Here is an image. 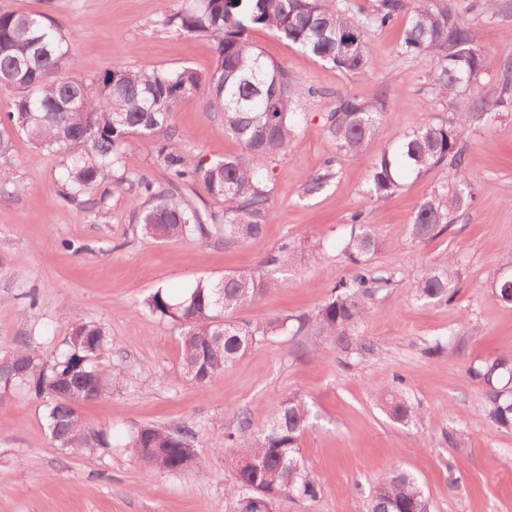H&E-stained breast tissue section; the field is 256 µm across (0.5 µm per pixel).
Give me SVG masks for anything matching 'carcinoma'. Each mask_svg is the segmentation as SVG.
I'll use <instances>...</instances> for the list:
<instances>
[{
	"mask_svg": "<svg viewBox=\"0 0 512 512\" xmlns=\"http://www.w3.org/2000/svg\"><path fill=\"white\" fill-rule=\"evenodd\" d=\"M160 4L165 26L215 43L213 70L107 69L88 83L63 73L72 44L48 16L0 9V86L18 90L7 115L8 126L37 148L64 155L61 193L66 200L79 202L91 214L103 212L105 197L97 196L96 190L110 175L114 193L137 187L143 191L145 200L134 223L154 240L222 239L233 246L262 234L273 206L271 180L264 170L272 159L288 154L303 120L299 100L313 89L269 63L250 42L249 32L267 29L342 72L364 74L370 69L366 29L383 28L403 13L407 24L400 52L431 58L430 83L437 95L455 101V120L448 125H419L389 143L372 170L368 194L387 200L400 190L405 176L448 167L449 182L435 187L412 216L410 235L418 243L448 231L451 212L474 201L476 193L462 167L461 141L474 127L492 119V113L479 111V106L465 101V95L481 87L487 60L461 20L455 0H377L363 25L332 0H180L174 12L167 10V0ZM202 89L210 97L208 111L218 115L224 133L235 138L240 151L192 164L172 123L173 109L182 98ZM323 120L336 153L354 159L370 146L384 112L346 93L336 97L335 107ZM156 136L162 137L155 160L166 172L163 184L130 172L123 164L131 138ZM335 177L327 167L309 177L305 192L315 193ZM189 184L201 186L221 204L220 210L201 209L179 196V189ZM380 243L377 225L364 223L359 213L350 216V233L341 252L352 272L336 282L312 320L304 315L240 323L225 319L226 313L262 291L285 286L254 274L200 280L179 297L158 288L143 305L181 330L182 365L200 386L223 374L265 337L287 328L299 334L311 322L334 344L316 346L315 354L329 358L337 348L362 354L368 347L353 342L352 335L369 314V301L394 283L392 273H371L370 261ZM294 257L295 249L284 243L266 257L264 266L283 269ZM458 279L454 259L446 257L423 270L413 284L415 296L449 302ZM111 350L107 330L94 322L73 327L63 350L49 361L30 341L17 340L10 357L24 365L25 373L0 378V398L23 388L43 399L46 427L58 448L108 447L107 428L88 427L78 407L126 380L118 365L109 368L100 362ZM470 371L487 387L485 411L491 422L512 425V397L506 394L512 367L494 360ZM384 406L398 421L420 418L418 409L399 391L388 393ZM311 417L302 397L288 395L273 404L264 428H254L250 418L240 414L235 431L212 438V447L228 450L233 481L225 488V499L230 512H277L285 495L317 501L318 482L301 464L299 448ZM195 439L196 433L188 427L172 431L138 425L127 432L125 448L148 473H180L188 468L180 448ZM368 512H427V504L416 479L396 469L378 480Z\"/></svg>",
	"mask_w": 512,
	"mask_h": 512,
	"instance_id": "cac0c4a2",
	"label": "carcinoma"
}]
</instances>
